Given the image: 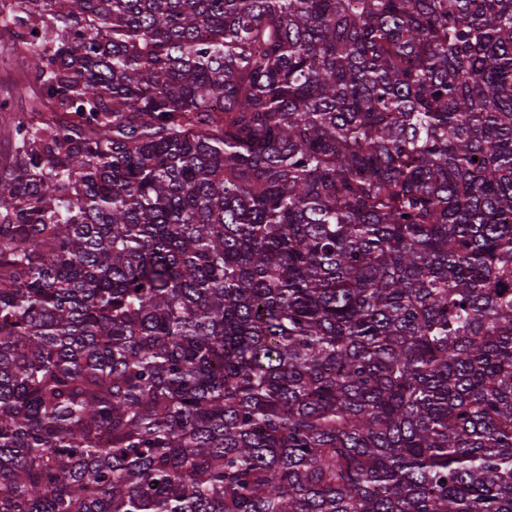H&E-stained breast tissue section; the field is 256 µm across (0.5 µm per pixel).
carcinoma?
Segmentation results:
<instances>
[{
    "label": "carcinoma",
    "mask_w": 512,
    "mask_h": 512,
    "mask_svg": "<svg viewBox=\"0 0 512 512\" xmlns=\"http://www.w3.org/2000/svg\"><path fill=\"white\" fill-rule=\"evenodd\" d=\"M0 512H512V0H0ZM19 81H30V76L26 74L25 63H17L13 55L0 47V88Z\"/></svg>",
    "instance_id": "1"
}]
</instances>
